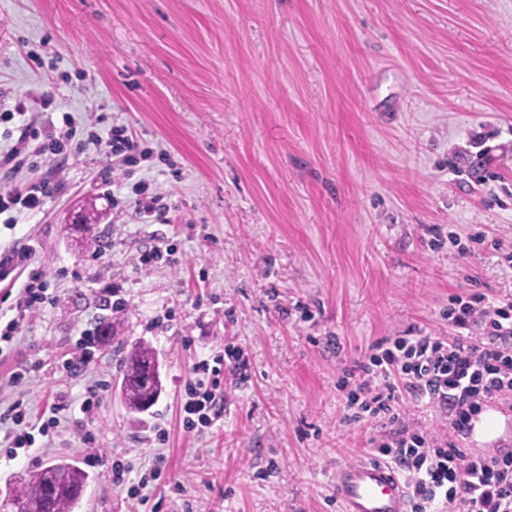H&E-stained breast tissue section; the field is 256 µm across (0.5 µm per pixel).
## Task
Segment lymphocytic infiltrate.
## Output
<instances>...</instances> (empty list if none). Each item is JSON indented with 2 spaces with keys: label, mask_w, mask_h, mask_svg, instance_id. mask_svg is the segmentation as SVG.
Wrapping results in <instances>:
<instances>
[{
  "label": "lymphocytic infiltrate",
  "mask_w": 512,
  "mask_h": 512,
  "mask_svg": "<svg viewBox=\"0 0 512 512\" xmlns=\"http://www.w3.org/2000/svg\"><path fill=\"white\" fill-rule=\"evenodd\" d=\"M8 122L15 123L19 133L14 144L0 149V220L10 228L21 216L41 212L60 188L59 181L49 179L20 185L17 176L54 160L65 145L74 144L79 154L92 151L122 160L130 167L151 156L127 126H112L103 135L87 133L69 112L46 124L29 118L20 99L0 110V123ZM32 252V245L20 241L0 250L1 280L18 268L28 270L16 313L0 328V341L6 343L19 331L26 311L48 300L47 275L32 267ZM443 316L447 335L411 330L374 344L368 359L350 373L355 387L348 393V403L390 423L374 451L406 477L411 512H512V453L490 457L456 443L487 404L512 396V300L457 295ZM405 398L442 409L453 439L400 422L392 410ZM182 410L187 429L211 425L224 411L220 380H212L207 388L199 382L188 384ZM6 422L12 425L4 439L13 457L31 448L36 435H48L57 425L52 416L32 428L18 401L0 413V424Z\"/></svg>",
  "instance_id": "obj_1"
}]
</instances>
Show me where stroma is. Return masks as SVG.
I'll use <instances>...</instances> for the list:
<instances>
[{
    "instance_id": "35a3bbf8",
    "label": "stroma",
    "mask_w": 512,
    "mask_h": 512,
    "mask_svg": "<svg viewBox=\"0 0 512 512\" xmlns=\"http://www.w3.org/2000/svg\"><path fill=\"white\" fill-rule=\"evenodd\" d=\"M42 95L96 109L97 132L130 127L165 217L114 208L102 179L122 165L92 152L19 176L64 187L0 225L33 246L52 298L0 357V411L20 399L30 424L60 425L29 456L0 449V504L94 451L75 512H341L337 467L381 433L353 421L346 372L384 337L447 334L452 296L512 299V0H0V97ZM90 200L95 252L73 226ZM106 319L114 339L81 362L82 331ZM138 343L162 393L134 414L119 384ZM227 348L250 378L225 371L223 416L186 431L193 368ZM159 457L140 504L128 488Z\"/></svg>"
}]
</instances>
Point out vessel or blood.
<instances>
[{
    "label": "vessel or blood",
    "mask_w": 512,
    "mask_h": 512,
    "mask_svg": "<svg viewBox=\"0 0 512 512\" xmlns=\"http://www.w3.org/2000/svg\"><path fill=\"white\" fill-rule=\"evenodd\" d=\"M500 415L489 420L475 418L469 435L481 439L486 454H500ZM335 493L343 512H410L405 482L388 464L361 461L340 466L336 471Z\"/></svg>",
    "instance_id": "b4317fda"
}]
</instances>
